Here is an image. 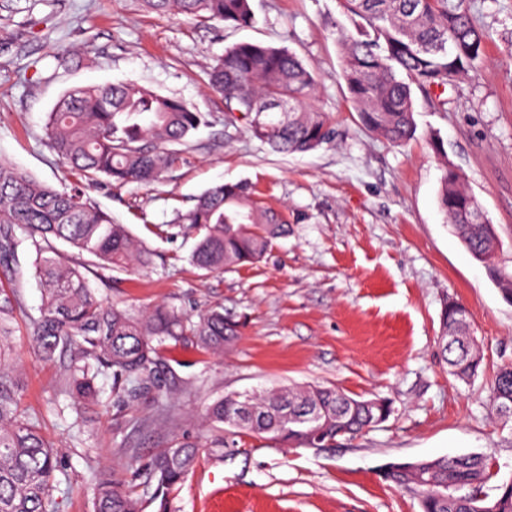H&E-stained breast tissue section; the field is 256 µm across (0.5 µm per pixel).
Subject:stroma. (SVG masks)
<instances>
[{
    "instance_id": "35a3bbf8",
    "label": "stroma",
    "mask_w": 512,
    "mask_h": 512,
    "mask_svg": "<svg viewBox=\"0 0 512 512\" xmlns=\"http://www.w3.org/2000/svg\"><path fill=\"white\" fill-rule=\"evenodd\" d=\"M487 35L475 69L447 87L446 111L415 93L414 139L390 143L366 129L340 78L337 27L353 23L339 0H252L256 22L236 29L144 9L140 0H0V158L57 188L76 182L44 139L48 112L68 91L131 80L182 99L206 115L157 185H100L93 202L150 248L153 266L109 271L90 285L106 304L138 312L163 304L187 314L220 305L241 316L238 341L216 355L165 342L178 430L132 432L129 418L155 416L150 401L100 404L82 432L70 397L56 393V364L37 361L25 341L27 314L41 304L30 243L18 251L26 312L15 341L26 376L23 407L64 460L61 512H89L93 472L125 469L129 449L147 458L178 433L206 432L201 417L225 395L274 386L332 384L350 396L388 399L378 427L326 448H289L242 430L223 455L202 452L172 493V512H420L412 493L385 481L386 462L462 454L491 456L483 491L512 479V421L493 417L488 382L512 362V303L446 222L438 195L450 164L499 233L496 260L512 270V0H470ZM261 42L295 52L318 79L314 106L336 130L333 144L280 154L251 137L208 86L225 48ZM441 147H434V140ZM246 183L290 225L254 264L201 275L190 262L198 232L160 235L203 191ZM464 304L483 347L470 383L442 357L441 310Z\"/></svg>"
}]
</instances>
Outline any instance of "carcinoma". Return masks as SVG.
<instances>
[{
    "label": "carcinoma",
    "mask_w": 512,
    "mask_h": 512,
    "mask_svg": "<svg viewBox=\"0 0 512 512\" xmlns=\"http://www.w3.org/2000/svg\"><path fill=\"white\" fill-rule=\"evenodd\" d=\"M142 3L151 11L175 9L189 19L234 28L256 22L252 0ZM343 6L361 23L354 34L336 27L340 76L362 124L392 143H405L417 129L412 87L433 108L445 110L442 93L482 59L486 35L467 0H343ZM208 80L224 98L226 111L237 113L252 135L276 152L306 153L335 139L328 116L310 105L316 75L287 49L236 43L209 66ZM205 120L197 108L132 81L80 87L61 97L44 125L46 142L80 185L58 190L0 160V275L14 282L23 278L18 249L30 242L42 299L38 314L27 316L28 343L44 363L68 357L56 392L74 397L79 405L98 402L97 379L109 376L113 403L149 399L167 417L170 388L159 371V346L172 340L222 352L241 334V320L220 306L192 316L158 305L141 317L108 306L78 268L55 254L54 242L69 244L96 259L100 277L114 268L149 267L153 253L135 247L127 227L96 206L87 187L103 177L118 185L162 182L178 161L168 146L183 142ZM439 206L473 256L487 257L492 278L504 275L498 287L512 301V272L502 270L493 257L496 228L449 166ZM174 223L203 232L190 261L207 274L254 264L288 234L282 215L259 205L239 183L207 189ZM21 308L15 289H0V512H58L56 473L64 468L38 417L21 406L25 382L12 341ZM465 311L458 302L444 306V329L454 330ZM442 354L457 381L468 384L477 376L482 360L459 339L448 337ZM258 403L265 405V414L248 431L305 448L353 438L392 412L385 398H354L334 385L272 388ZM505 404H512V363L500 366L490 382L492 415L499 416ZM314 409L322 414L317 434L297 421ZM237 410L233 395L210 404L204 413L212 430L209 442L172 437L134 470L135 479L146 477L141 490L121 474L94 473L91 512H145L153 504L157 512H170V494L192 472L200 449L224 452V424ZM489 475V458L468 454L431 458L423 474L397 471L391 482L417 495L421 512H512V481L500 485L491 500L470 496Z\"/></svg>",
    "instance_id": "1"
}]
</instances>
